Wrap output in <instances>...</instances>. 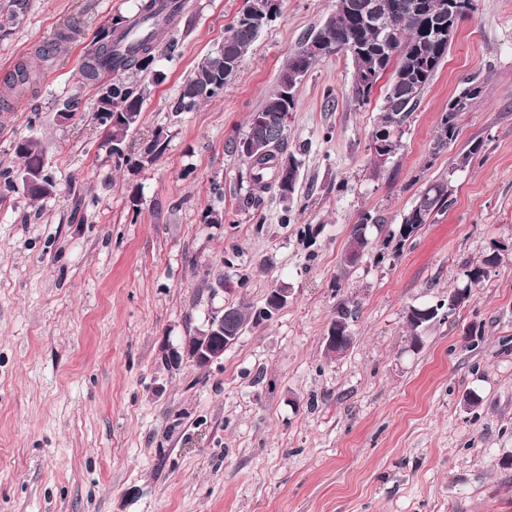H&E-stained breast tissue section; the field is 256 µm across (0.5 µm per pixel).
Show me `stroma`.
<instances>
[{"label": "stroma", "instance_id": "obj_1", "mask_svg": "<svg viewBox=\"0 0 512 512\" xmlns=\"http://www.w3.org/2000/svg\"><path fill=\"white\" fill-rule=\"evenodd\" d=\"M137 3L26 0L17 16L0 0V86L21 62L39 76L0 108V172L18 173L14 142L33 136L56 184L40 200L0 187V512H512V0H474L383 162L371 140L384 82L361 107L351 58L316 61L288 120L289 144L308 146L288 211L272 191L242 208L250 179L230 144L335 0H280L223 97L180 112L185 78L245 5L186 0L173 49L133 74L144 102L120 158L79 65ZM472 76L482 95L433 155ZM158 134L159 157L134 167ZM476 143L451 206L402 249L386 243L425 183ZM210 209L222 223L205 221ZM365 213L373 245L349 267ZM494 242L500 263L411 347L406 311L440 303ZM282 285L287 305L218 362L164 360L215 309L261 305ZM343 299L355 342L330 358ZM470 392L479 405H465Z\"/></svg>", "mask_w": 512, "mask_h": 512}]
</instances>
